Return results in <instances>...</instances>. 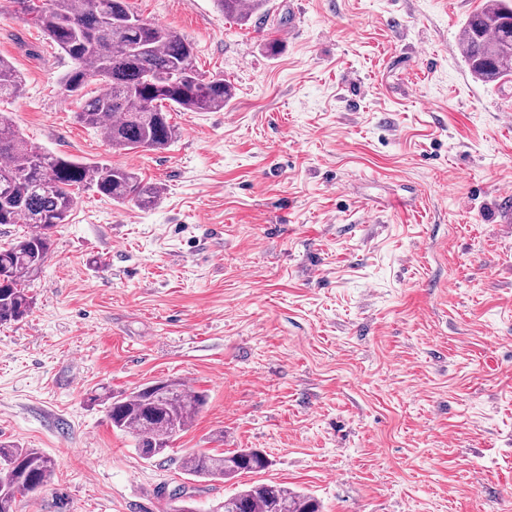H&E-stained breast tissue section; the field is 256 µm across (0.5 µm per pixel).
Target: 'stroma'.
Segmentation results:
<instances>
[{"instance_id": "stroma-1", "label": "stroma", "mask_w": 512, "mask_h": 512, "mask_svg": "<svg viewBox=\"0 0 512 512\" xmlns=\"http://www.w3.org/2000/svg\"><path fill=\"white\" fill-rule=\"evenodd\" d=\"M234 86L176 112L160 151L79 123L70 59L0 0V99L32 146L135 169L148 209L83 189L32 310L0 326V442L55 463L39 512L200 508L257 481L324 512H512V83L472 78L462 25L484 0H128ZM292 40L281 37L292 20ZM180 378L207 404L142 458L96 389ZM270 467L184 474L189 452ZM224 18L232 17L241 22L249 21L254 14H265L268 0H216ZM22 77L12 63L0 57V98L17 96L22 90ZM271 461L256 448H239L224 454L207 451L194 452L183 458L184 474L204 481L231 480L244 472L266 470Z\"/></svg>"}]
</instances>
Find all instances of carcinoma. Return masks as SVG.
Returning <instances> with one entry per match:
<instances>
[{
  "label": "carcinoma",
  "instance_id": "1",
  "mask_svg": "<svg viewBox=\"0 0 512 512\" xmlns=\"http://www.w3.org/2000/svg\"><path fill=\"white\" fill-rule=\"evenodd\" d=\"M224 17L246 22L265 12L268 0H216ZM28 23L39 28L73 62L61 86L81 101L78 122L104 134L116 151L166 148L176 137L169 109L213 112L234 96L230 82L208 76L194 47L168 27L143 19L126 0H12ZM461 52L475 79L512 81V0H486L463 25ZM101 76L107 89L91 97L83 90ZM22 90V77L0 57V98ZM86 187L117 203L153 207L158 187L126 167L83 162L30 146L0 112V225L24 231L0 246V325L25 318L33 306L31 282L42 272L52 234L69 220L76 193ZM146 383L127 394L93 396L112 428L131 433L146 458L164 455L207 403L206 395L179 379ZM271 461L256 448L224 453L194 452L183 458L184 474L204 481L231 480L260 472ZM54 460L37 448L0 444V512L46 489ZM213 512H321L314 496L279 483H257L213 507Z\"/></svg>",
  "mask_w": 512,
  "mask_h": 512
}]
</instances>
